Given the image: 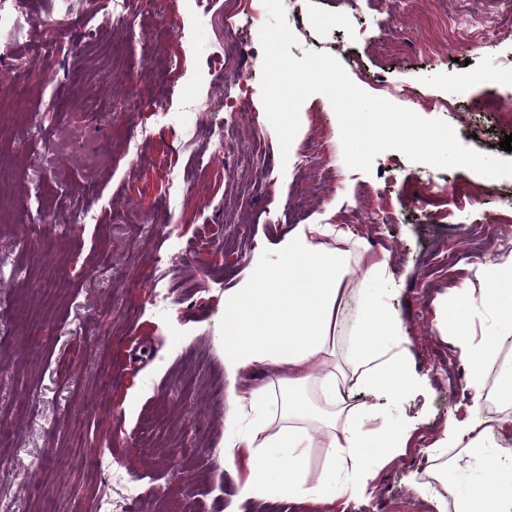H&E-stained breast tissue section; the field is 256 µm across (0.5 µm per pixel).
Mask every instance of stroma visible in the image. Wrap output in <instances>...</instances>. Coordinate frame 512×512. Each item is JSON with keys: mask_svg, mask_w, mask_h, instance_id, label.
<instances>
[{"mask_svg": "<svg viewBox=\"0 0 512 512\" xmlns=\"http://www.w3.org/2000/svg\"><path fill=\"white\" fill-rule=\"evenodd\" d=\"M486 0H301L286 22L298 40L290 52L325 51L365 92L425 119L447 118L438 104L457 100L449 118L459 141L512 160L500 147L512 133V0H498L500 33L486 45L451 16L479 12ZM36 26L0 30V183L10 193L0 217V420L15 430L0 446V466L15 479L0 487L12 512H96L103 493L123 487L89 464L96 453L122 459L157 512H225L237 493L220 463L231 405L224 378V294L246 279L256 253L277 257V242L300 224H339L388 253L380 288L399 311L412 366L422 381L381 422L410 431L403 456L383 467L369 492L325 512H455L458 491L487 476L463 467L456 486L437 474L448 420L483 419L466 386L467 369L438 324L454 289L466 331L500 335L493 308L480 302L490 265L512 254V177L489 179L466 168L438 169L386 151L370 172L343 159L340 127L328 98L308 97L301 131L281 155L263 121L262 0H127L123 20L110 0H77L90 35L49 43L58 0H0ZM238 11L241 51L223 84L207 79L224 62V14ZM183 61L178 92L157 54ZM52 72L43 82V72ZM252 87L231 112L226 89ZM411 83L413 94H397ZM137 93L139 112L127 96ZM198 98L183 112L197 128L193 146L154 127L129 165L132 127L150 124L165 94ZM497 102L498 111L487 109ZM328 150L326 165L313 156ZM323 184L299 200L309 172ZM210 189L196 190L200 174ZM464 185L469 198L450 223L433 221L424 187ZM488 230L491 255L473 264L465 237ZM453 251L442 266L433 246ZM164 293V310L152 306Z\"/></svg>", "mask_w": 512, "mask_h": 512, "instance_id": "35a3bbf8", "label": "stroma"}]
</instances>
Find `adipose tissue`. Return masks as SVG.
Instances as JSON below:
<instances>
[{"instance_id": "obj_1", "label": "adipose tissue", "mask_w": 512, "mask_h": 512, "mask_svg": "<svg viewBox=\"0 0 512 512\" xmlns=\"http://www.w3.org/2000/svg\"><path fill=\"white\" fill-rule=\"evenodd\" d=\"M368 246L364 239L336 224H300L285 234L271 264L255 258L251 275L225 294L224 375L233 405L231 427L224 437L226 471H235L239 452H247L249 472L237 482L236 503L282 500L328 504L341 497L363 495L379 470L404 454L403 427L368 428L380 404L360 409L349 405L350 386L372 392L414 390L418 380L403 345L397 312L379 301L377 282L385 279L386 258L371 263L359 292L350 280ZM359 304L353 318L345 364H337L341 324L351 294ZM500 318L502 335L481 340L449 322L439 328L451 336L467 368V386L482 398L488 367L503 349L504 333L512 334V259L493 265L482 290ZM260 367L276 369L277 381L255 387L249 397L236 394L240 375ZM288 390V410L273 422L277 387ZM314 388L318 404L310 406L301 392ZM509 412L496 430L448 423L441 449L453 454L440 464L443 478L462 462L488 467L491 475L475 489L460 492L456 512H512V452L503 453L496 432L512 433V383L498 389ZM326 448L317 478L309 476L316 443Z\"/></svg>"}]
</instances>
